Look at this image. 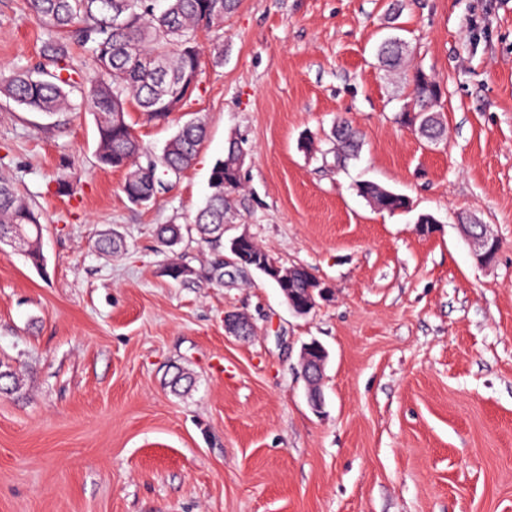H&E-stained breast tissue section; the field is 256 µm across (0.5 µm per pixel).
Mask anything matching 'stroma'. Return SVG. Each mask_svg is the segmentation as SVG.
I'll use <instances>...</instances> for the list:
<instances>
[{
    "label": "stroma",
    "instance_id": "1",
    "mask_svg": "<svg viewBox=\"0 0 512 512\" xmlns=\"http://www.w3.org/2000/svg\"><path fill=\"white\" fill-rule=\"evenodd\" d=\"M390 36L410 72L380 66ZM44 37L23 0H0V72L34 68ZM199 40L180 110L128 112L154 154L184 123L207 127L146 205L99 166L87 100L48 117L0 96V174L42 224L40 264L0 243V362L23 380L0 394V512H512V0H238ZM417 71L441 87L436 144L399 119L418 109ZM340 120L362 135L346 162L328 140ZM232 138L244 163L224 235L329 285L307 316L257 271L201 277L193 220ZM363 181L409 209L374 208ZM462 214L499 238L492 265ZM160 224L185 228L175 250ZM107 232L121 254L95 251ZM175 254L195 278L166 275ZM229 312L255 335L227 333ZM314 340L329 353L319 413L300 365ZM175 364L189 392L168 387Z\"/></svg>",
    "mask_w": 512,
    "mask_h": 512
}]
</instances>
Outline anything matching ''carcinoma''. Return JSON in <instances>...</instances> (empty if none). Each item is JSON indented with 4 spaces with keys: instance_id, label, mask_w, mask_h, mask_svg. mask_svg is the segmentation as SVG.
<instances>
[{
    "instance_id": "obj_1",
    "label": "carcinoma",
    "mask_w": 512,
    "mask_h": 512,
    "mask_svg": "<svg viewBox=\"0 0 512 512\" xmlns=\"http://www.w3.org/2000/svg\"><path fill=\"white\" fill-rule=\"evenodd\" d=\"M25 0L29 14L48 31L41 61L33 71L0 75V93L20 106L53 115L65 110L70 97L78 92L92 106L98 136L97 160L103 167L125 168L122 190L136 205L147 204L168 188L165 177L178 175L195 161L206 137L199 121L181 126L161 154L152 156L135 136L128 122L117 126L112 113L127 112L128 102L151 120L168 118L169 106L184 102L197 89L200 72L198 32L219 28L237 0ZM84 49L93 75L78 82L71 57V46ZM415 94L421 111H430L439 96L437 83L418 72ZM333 138L345 156L357 154L359 133L346 122L337 123ZM241 151L229 143L225 159L215 162L211 194L194 220L202 242L209 245L212 258L207 280L224 285V185L235 188L240 174L235 165L224 163ZM146 158V164L140 159ZM12 227L28 239L26 256L33 264L41 260L42 226L33 207L18 193L13 183L0 176V227ZM160 243L173 248L182 240L181 227L163 224L158 229ZM101 254L116 255L123 249L122 238L105 234L95 241ZM194 384L190 373L175 368L169 386L187 391ZM16 372L0 369V393L20 388Z\"/></svg>"
}]
</instances>
